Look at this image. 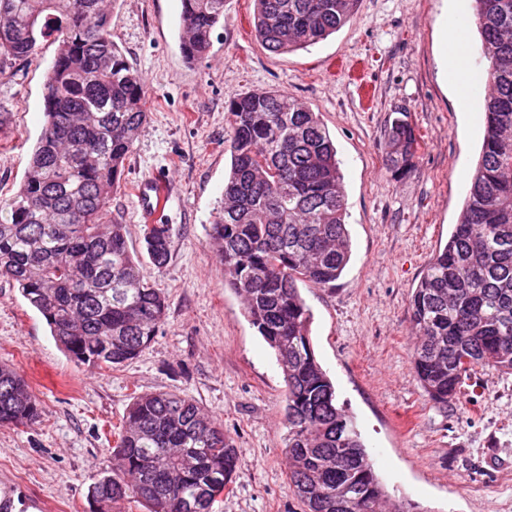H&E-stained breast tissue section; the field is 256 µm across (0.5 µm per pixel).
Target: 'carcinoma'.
<instances>
[{
  "instance_id": "obj_1",
  "label": "carcinoma",
  "mask_w": 512,
  "mask_h": 512,
  "mask_svg": "<svg viewBox=\"0 0 512 512\" xmlns=\"http://www.w3.org/2000/svg\"><path fill=\"white\" fill-rule=\"evenodd\" d=\"M116 0H0V74L58 43L41 135L18 192L0 201V278L19 288L78 367L136 359L165 322L167 301L112 220V192L144 124L141 75L112 41ZM184 59H204L226 0H181ZM254 30L273 53L326 39L360 0H256ZM487 63L484 136L466 203L409 300L411 363L436 404L476 368L512 374V0H473ZM232 137L209 245L224 281L274 350L287 386L289 486L305 512H380L387 499L352 417L317 361L298 283L331 288L351 256L337 149L319 115L276 91L225 104ZM420 137L405 112L386 138L391 169L408 171ZM154 266L170 257V226L145 230ZM41 409L0 365V426L32 425ZM241 469L224 428L173 392L134 397L112 464L90 490L95 512L133 500L147 512H213Z\"/></svg>"
}]
</instances>
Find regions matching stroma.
<instances>
[{"instance_id":"1","label":"stroma","mask_w":512,"mask_h":512,"mask_svg":"<svg viewBox=\"0 0 512 512\" xmlns=\"http://www.w3.org/2000/svg\"><path fill=\"white\" fill-rule=\"evenodd\" d=\"M254 0H227L208 56L180 50L181 0H117L110 30L146 85L147 120L110 209L131 251L143 252L135 190L168 176L170 258L148 274L168 301L150 346L114 369L75 366L43 317L0 279V365L41 405L29 426H0V495L12 512H92L88 491L112 462L133 395L174 392L221 424L243 462L215 512H302L288 483L286 383L274 351L224 285L207 244L230 169L226 102L275 89L320 118L344 176L352 257L335 287L301 284L315 354L354 417L389 500L419 512H512V375L476 370L436 404L411 364L409 299L445 245L478 163L482 111H458L445 52L443 0H360L357 15L307 49L275 54L256 39ZM57 45L0 75V198L14 195L44 123ZM407 112L420 136L411 172L390 171L387 128Z\"/></svg>"}]
</instances>
